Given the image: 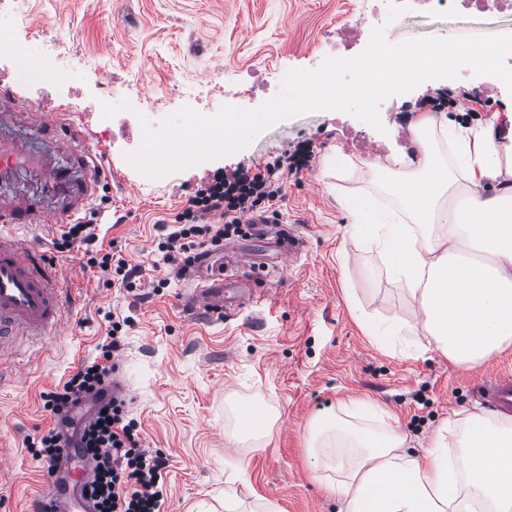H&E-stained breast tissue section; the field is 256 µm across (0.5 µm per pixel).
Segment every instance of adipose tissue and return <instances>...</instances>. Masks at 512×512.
I'll list each match as a JSON object with an SVG mask.
<instances>
[{
  "mask_svg": "<svg viewBox=\"0 0 512 512\" xmlns=\"http://www.w3.org/2000/svg\"><path fill=\"white\" fill-rule=\"evenodd\" d=\"M413 156H396V202L380 211L350 188L344 155L325 165L342 181L358 235L376 244L418 313L411 330L471 368L512 345V136L496 121L463 125L430 113L410 128ZM447 152H440V145ZM313 438L336 441L339 512H512V423L468 413L444 423L418 454L399 425L372 434L329 419Z\"/></svg>",
  "mask_w": 512,
  "mask_h": 512,
  "instance_id": "ef3b65f1",
  "label": "adipose tissue"
}]
</instances>
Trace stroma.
Wrapping results in <instances>:
<instances>
[{
  "label": "stroma",
  "mask_w": 512,
  "mask_h": 512,
  "mask_svg": "<svg viewBox=\"0 0 512 512\" xmlns=\"http://www.w3.org/2000/svg\"><path fill=\"white\" fill-rule=\"evenodd\" d=\"M345 26L372 31L362 0H29L15 36L35 54L55 42L70 45L67 79L51 94L64 99L70 120L86 132V148H104L112 173L77 219L91 225L103 251L121 254L142 273L127 290L83 267L82 243L58 251L62 226L24 228L59 268L69 326L57 336L19 338L0 359V512H30L48 476L27 441L55 425L41 395L94 360L113 318L130 321L114 358L119 397L142 446L168 459L162 512H337L326 490L337 474L308 447L314 420L367 400L382 409L367 429L378 433L397 419L416 453L444 422L480 412L475 386L512 370V346L461 368L424 337L378 343L357 323L361 312L383 328L414 322L415 313L402 285L363 246L358 216L340 202L323 161L345 148L348 128L396 146L398 133L422 112L420 93H408L406 107L381 112L380 131L344 112H313L273 124L232 155L149 178L126 159L141 144L140 125L103 118L85 91L87 74L100 67L111 73L117 96L133 105L149 97L165 115L186 106L182 91L200 83L223 86L225 104L254 109L261 98L237 95L242 78L263 75L278 94L284 71L317 68L328 39ZM385 36L392 44L512 36V18L402 16ZM299 145L312 153L309 167L300 181L284 184L271 230H295L303 252L268 267L258 304L223 317L188 316L181 297L195 274L164 264L158 250L187 199L216 170L263 164ZM75 264L83 268L77 278L69 275ZM247 403L264 405L275 423L230 445L236 407Z\"/></svg>",
  "instance_id": "obj_1"
}]
</instances>
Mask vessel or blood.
<instances>
[{
	"mask_svg": "<svg viewBox=\"0 0 512 512\" xmlns=\"http://www.w3.org/2000/svg\"><path fill=\"white\" fill-rule=\"evenodd\" d=\"M26 116L43 130H56L49 139V153H73L74 144L82 137L79 130L63 123L58 114L36 109ZM24 157L11 142L0 143V177L8 178ZM85 176L74 192L66 194L61 218L74 215L81 205L94 197L98 186V166L82 162ZM42 203L33 197L12 200L0 206V222L10 225V232L0 231V349L17 336H47L63 331L69 324L65 316L58 287L59 271L35 248L19 237L15 226L44 223ZM263 265L255 255L229 257L223 269L208 283L197 286L189 295L184 310L196 315L210 310L228 312L260 300ZM481 404L494 411L512 415V371H507L478 385ZM33 512H91L87 503L69 502L59 481H51L32 505Z\"/></svg>",
	"mask_w": 512,
	"mask_h": 512,
	"instance_id": "obj_1",
	"label": "vessel or blood"
}]
</instances>
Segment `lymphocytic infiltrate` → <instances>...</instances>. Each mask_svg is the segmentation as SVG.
<instances>
[{"label":"lymphocytic infiltrate","mask_w":512,"mask_h":512,"mask_svg":"<svg viewBox=\"0 0 512 512\" xmlns=\"http://www.w3.org/2000/svg\"><path fill=\"white\" fill-rule=\"evenodd\" d=\"M307 162V152L298 149L274 162L216 177L199 189L189 198L179 225L159 244L164 263L188 269L200 238L217 246L224 239L245 235L249 215L281 200L285 177H299ZM211 213L220 214L221 223H202V216ZM122 330L121 322H112L97 360L44 392L43 406L51 416L66 419L84 396L100 390L122 346ZM78 446L94 461L93 480L85 489L94 512H160L167 457L162 451L142 448L138 426L126 420L121 401L113 399L100 406L95 420L83 429Z\"/></svg>","instance_id":"obj_1"}]
</instances>
